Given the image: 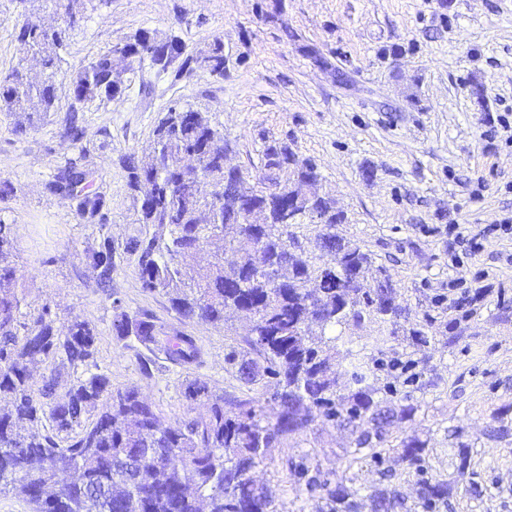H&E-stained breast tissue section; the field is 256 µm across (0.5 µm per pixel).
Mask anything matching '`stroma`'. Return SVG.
<instances>
[{
    "instance_id": "stroma-1",
    "label": "stroma",
    "mask_w": 512,
    "mask_h": 512,
    "mask_svg": "<svg viewBox=\"0 0 512 512\" xmlns=\"http://www.w3.org/2000/svg\"><path fill=\"white\" fill-rule=\"evenodd\" d=\"M79 27L67 30L55 78L57 109L15 132L0 112V179L13 196L0 217L13 224V260L29 308L50 304L57 325L77 316L96 331L89 366L65 367L63 382L105 373L113 389L137 387L171 423L200 411L186 381L242 394L224 357L241 346L249 320L227 313L218 325L184 323L165 293L140 284L127 241L145 233L127 187L122 156H143L159 119L173 104L207 113L228 144L227 162L248 174L254 191L267 146L312 160L316 189L342 217L336 233L384 267L406 311L394 326L346 328L352 350L369 358L413 360V384L376 371L378 396L390 387L420 407L393 438L428 442L427 475L447 479L457 442L471 446L469 486L454 491L447 512H512V438L487 439V428L512 425V0H84ZM62 25L36 0H0V75L27 62L15 26ZM177 37L187 50L224 44L225 73L182 78L150 64L126 76L120 100L93 101L79 114L80 145L60 135L71 104L70 80L89 60L138 30ZM83 157L93 190L110 201L104 225L86 224L74 200L51 193L59 166ZM478 236L468 255L460 236ZM110 237L116 267L109 288L86 257ZM147 310L196 336L200 365L159 362L143 369L142 350L112 332L119 312ZM424 327L430 344L412 345ZM349 430L325 425L295 448L271 449L254 472L274 512H326L319 495L295 490L287 458H306L328 479L373 472L353 459Z\"/></svg>"
}]
</instances>
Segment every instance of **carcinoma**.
Instances as JSON below:
<instances>
[{"label": "carcinoma", "instance_id": "cac0c4a2", "mask_svg": "<svg viewBox=\"0 0 512 512\" xmlns=\"http://www.w3.org/2000/svg\"><path fill=\"white\" fill-rule=\"evenodd\" d=\"M17 40L38 56L42 70L18 66L0 76V112L57 111L55 77L65 38L28 23L16 25ZM157 34L139 30L125 41L128 54L108 49L71 78L70 117L61 136L74 144L84 137L76 123L80 106L123 96L124 75L132 62L149 61L165 73L176 60L174 77L203 70L224 77V46L186 51L168 39L171 58L150 54ZM224 135L204 113L172 105L153 131L149 160L121 158L127 186L142 189L152 175L147 198L138 200V223L153 232L132 237L126 251L135 257L144 291L169 295L171 308L189 323H219L235 310L257 317L245 339L247 351L231 349L224 361L247 387L273 380L264 399L215 393L190 381L189 398L202 401L193 417L164 425L139 389L112 390L108 377L91 373L58 392L56 366H87L94 360L95 330L72 317L55 327L50 304L24 313L23 274L11 260L14 227L0 219V494H13L33 512H273L268 494L257 489L252 471L268 449L288 442L320 424L331 423L355 435L354 459L378 468L380 484L371 490L373 512H413L392 473L381 469L385 455L397 446L409 472L419 474L428 453L417 436L390 444V428L411 420L414 404L382 406L369 382L372 368L361 354L346 350L353 387L342 391L336 372V327L366 320L391 323L404 307L384 269L372 277V257L360 246L331 232L341 223L329 199L308 195L302 205L308 218H324L318 249L329 260L320 265L301 254L293 228L280 223L275 196L246 187V176H224V155L217 152ZM203 163L198 174L184 175V159ZM262 180L282 188L309 182V160L287 147L266 148ZM85 155L65 162L50 190L70 192L73 177L85 166ZM221 188V199L209 202L208 185ZM253 196V215L242 214L238 195ZM78 208L107 220L109 200L85 191ZM101 285L115 268L112 240L102 239L89 256ZM112 332L130 339L153 356L183 368L202 362L196 337L159 320L148 311L126 312L113 321ZM53 366L40 391L31 383V366ZM50 422L41 432L38 425ZM459 448L446 480L416 481L419 504L433 512L448 503L459 482L470 475L468 445ZM294 484L326 499L328 512H358L362 485L345 477L331 483L319 469L289 458Z\"/></svg>", "mask_w": 512, "mask_h": 512}]
</instances>
